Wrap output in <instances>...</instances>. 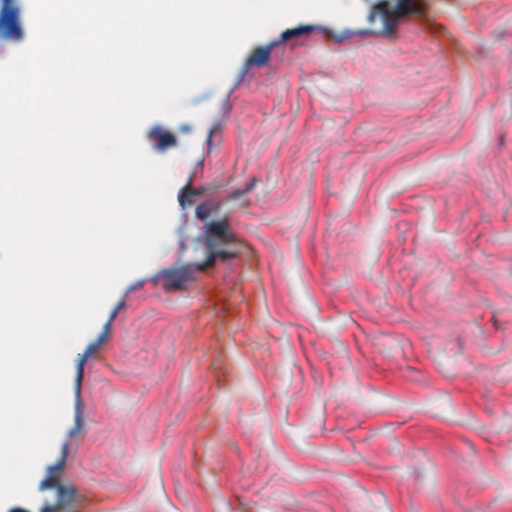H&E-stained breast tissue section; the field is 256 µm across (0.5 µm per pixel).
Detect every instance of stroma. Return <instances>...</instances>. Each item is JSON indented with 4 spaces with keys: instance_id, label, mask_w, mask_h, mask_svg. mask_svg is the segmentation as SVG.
I'll list each match as a JSON object with an SVG mask.
<instances>
[{
    "instance_id": "35a3bbf8",
    "label": "stroma",
    "mask_w": 512,
    "mask_h": 512,
    "mask_svg": "<svg viewBox=\"0 0 512 512\" xmlns=\"http://www.w3.org/2000/svg\"><path fill=\"white\" fill-rule=\"evenodd\" d=\"M353 1L145 121L168 238L0 512H512V0Z\"/></svg>"
}]
</instances>
